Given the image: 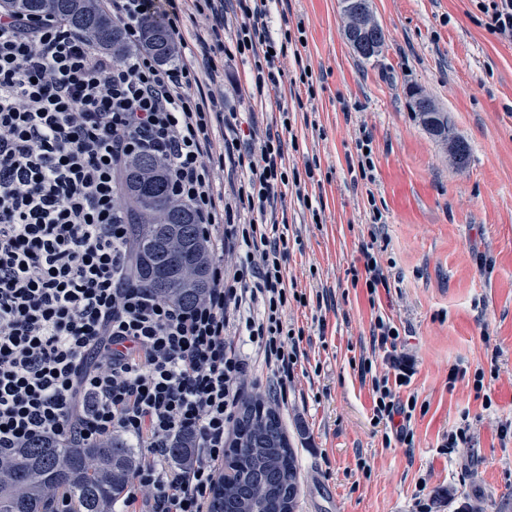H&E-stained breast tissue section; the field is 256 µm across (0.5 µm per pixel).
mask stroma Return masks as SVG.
Instances as JSON below:
<instances>
[{"instance_id":"1","label":"stroma","mask_w":512,"mask_h":512,"mask_svg":"<svg viewBox=\"0 0 512 512\" xmlns=\"http://www.w3.org/2000/svg\"><path fill=\"white\" fill-rule=\"evenodd\" d=\"M385 36L361 59L344 38L342 0L270 6L272 33L304 27L299 56H286L278 96L293 114L288 166L317 162L315 177L288 188V281L307 298L286 319L304 331L302 355L281 417L300 469L297 512H512V42L489 33L477 0H370ZM315 97L294 98L299 63ZM251 63L224 61V109L265 130L278 112L241 98ZM421 89L466 141L455 163L420 124L409 93ZM372 136L371 179L354 171L356 142ZM311 206H304V199ZM374 242L390 287L369 297L353 282L361 246ZM401 331L416 371L400 399L415 398L411 443L384 444L372 420L363 359L390 373L372 349L376 315ZM497 367L473 385L449 383L454 366ZM468 415L471 440L444 454L441 437Z\"/></svg>"}]
</instances>
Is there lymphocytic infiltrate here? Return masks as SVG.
Listing matches in <instances>:
<instances>
[{"label":"lymphocytic infiltrate","instance_id":"obj_1","mask_svg":"<svg viewBox=\"0 0 512 512\" xmlns=\"http://www.w3.org/2000/svg\"><path fill=\"white\" fill-rule=\"evenodd\" d=\"M103 2L130 47L120 60L56 18L0 6V451L45 436L75 446L121 436L143 460L119 512H204L251 368L264 365L274 401L288 400L302 334L284 312L305 298L288 289V224L277 205L316 170L286 164L287 108L246 146L208 82L221 58H249L240 92L270 102L292 35L271 34V0ZM228 12L241 19L229 41ZM185 13L202 19V64L166 66L140 49L143 21L159 18L186 50ZM142 153L164 163L211 257V286L187 307L137 284L120 174ZM228 157L241 177L227 199L213 173ZM236 209L248 223L225 222ZM228 247L238 252L229 268ZM395 329L381 315L371 328L393 376H371L366 362L361 372L371 377L374 423L395 424L404 442L416 402L397 390L414 361ZM185 431L194 462L177 470L170 448Z\"/></svg>","mask_w":512,"mask_h":512}]
</instances>
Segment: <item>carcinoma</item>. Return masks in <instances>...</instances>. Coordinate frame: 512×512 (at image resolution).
<instances>
[{
	"instance_id": "obj_1",
	"label": "carcinoma",
	"mask_w": 512,
	"mask_h": 512,
	"mask_svg": "<svg viewBox=\"0 0 512 512\" xmlns=\"http://www.w3.org/2000/svg\"><path fill=\"white\" fill-rule=\"evenodd\" d=\"M5 6L31 17H61L98 45L126 54L124 33L98 6V0H9ZM143 47L163 61L173 57L163 24H143ZM121 192L128 203L124 222L132 225L138 282L159 298L194 304L211 286L209 260L189 205L171 196L163 163L143 154L123 172ZM181 468L192 455L187 435L170 448ZM140 463L136 450L119 437L93 445L67 447L54 437L0 456V512H50L55 499L66 512H112ZM224 466L233 470L218 481L219 497L210 512H295L301 486L297 458L279 412L262 396L242 397L234 419Z\"/></svg>"
}]
</instances>
